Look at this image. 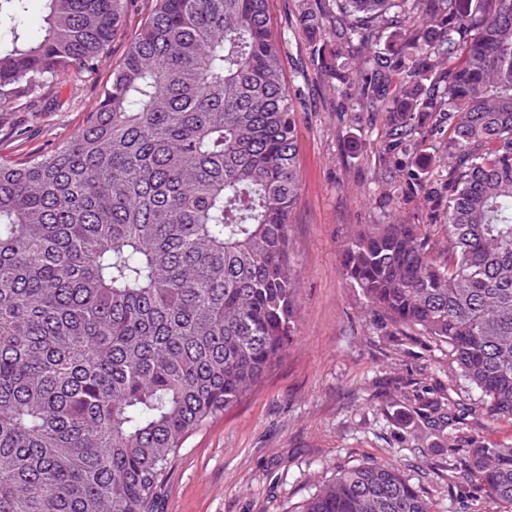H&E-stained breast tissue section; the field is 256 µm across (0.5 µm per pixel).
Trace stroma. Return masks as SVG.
I'll list each match as a JSON object with an SVG mask.
<instances>
[{"label":"stroma","instance_id":"1","mask_svg":"<svg viewBox=\"0 0 512 512\" xmlns=\"http://www.w3.org/2000/svg\"><path fill=\"white\" fill-rule=\"evenodd\" d=\"M154 4L128 0L94 79L56 84L35 111L0 125V156L18 160L74 136ZM297 4L268 0L273 28L286 38L284 78L298 111L295 332L255 389L188 438L160 512H298L341 470L373 462L399 468L432 512H488L483 488L463 477L466 457L451 449L460 435L476 446L510 444L512 421H488L447 344L373 313L342 269L344 244L365 224H425L434 252L446 251L443 210L422 192L385 185L386 115L344 110L310 64ZM433 403L448 423L426 419Z\"/></svg>","mask_w":512,"mask_h":512}]
</instances>
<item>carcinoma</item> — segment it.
Here are the masks:
<instances>
[{
    "label": "carcinoma",
    "mask_w": 512,
    "mask_h": 512,
    "mask_svg": "<svg viewBox=\"0 0 512 512\" xmlns=\"http://www.w3.org/2000/svg\"><path fill=\"white\" fill-rule=\"evenodd\" d=\"M0 0V121L96 73L126 0ZM310 42L346 108L387 112L417 188L448 168V249L426 224H365L350 285L450 346L492 421L512 420V0H341ZM298 28H319L299 0ZM267 0H155L78 133L0 157V512H159L187 438L253 390L295 325L297 116ZM367 50L359 67L353 48ZM448 121L446 155L425 124ZM426 155L422 172L401 157ZM512 506V444L452 448ZM302 512H432L383 463L341 471ZM45 3L43 0H29L27 2V12L24 13L21 23L28 33L37 36L41 33L44 26ZM317 10L322 18L323 27L320 33V44L324 45L326 51L336 49V38L333 37L331 26L341 20L346 21L344 14L340 13L335 0L317 1Z\"/></svg>",
    "instance_id": "cac0c4a2"
}]
</instances>
